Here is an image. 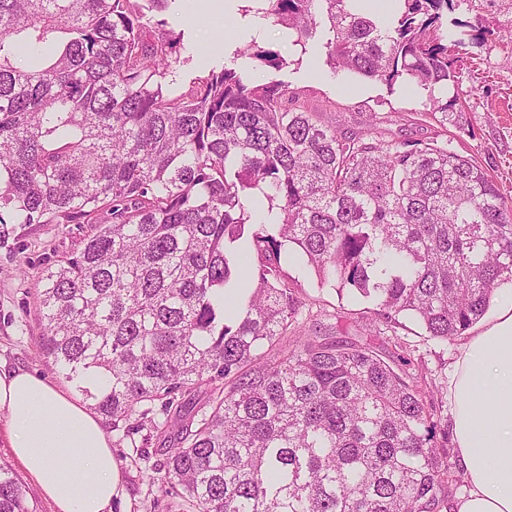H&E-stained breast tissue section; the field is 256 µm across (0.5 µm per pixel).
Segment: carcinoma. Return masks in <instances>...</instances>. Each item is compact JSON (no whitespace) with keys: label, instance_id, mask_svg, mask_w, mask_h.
<instances>
[{"label":"carcinoma","instance_id":"carcinoma-1","mask_svg":"<svg viewBox=\"0 0 512 512\" xmlns=\"http://www.w3.org/2000/svg\"><path fill=\"white\" fill-rule=\"evenodd\" d=\"M169 0H0V242L15 224H90L38 291L42 356L112 429L167 438L184 512H437L462 482L423 391L372 347L309 336L282 257L446 342L512 283V205L448 145L468 97L448 57L454 0H258L326 65L456 94L400 140L321 123L280 81L212 69L184 92ZM246 55L280 70V54ZM207 395L196 409V395ZM160 407L165 420L150 417ZM0 512H28L0 466Z\"/></svg>","mask_w":512,"mask_h":512}]
</instances>
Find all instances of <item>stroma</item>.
I'll list each match as a JSON object with an SVG mask.
<instances>
[{"label": "stroma", "mask_w": 512, "mask_h": 512, "mask_svg": "<svg viewBox=\"0 0 512 512\" xmlns=\"http://www.w3.org/2000/svg\"><path fill=\"white\" fill-rule=\"evenodd\" d=\"M210 0H170L161 16L168 29L183 32L180 49V90H187L206 68L229 66L256 83L281 80L300 91L306 106L320 112L324 122L338 128L364 131L371 115L402 113L392 130L402 138L428 139L435 128L421 121L430 108L426 91L409 82L389 86L350 74H332L325 64L322 34L306 47L293 46L281 30L242 13L210 12ZM456 18L466 24L470 39L455 51L472 93L466 99L462 129H449L448 138L460 154L474 157L493 176L507 200L512 201V0H455ZM277 50L285 59L282 69L259 68L245 57L251 41ZM90 227L86 224H27L17 226L12 238L0 244V367L24 369L51 380L64 390L71 383L40 357L35 340L43 331L37 311V288L43 270L78 253ZM288 278L304 304L301 320L310 331H334L336 340L368 342L382 356H390L395 343H404L411 358L406 373L428 390L427 401L436 416L449 414L446 396L448 374L460 339L430 340L413 319L400 318L395 330L368 336L364 322L354 313L364 302H352L336 289L321 284L305 265L292 261ZM103 430L119 465L124 498L112 512H179V498L162 492L159 467L160 440L147 431L120 437L111 424ZM0 464L12 469L26 491L29 512H54V507L14 458L10 434L0 420Z\"/></svg>", "instance_id": "obj_1"}]
</instances>
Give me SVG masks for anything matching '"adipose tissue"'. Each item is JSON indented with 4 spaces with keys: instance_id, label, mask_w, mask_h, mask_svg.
Here are the masks:
<instances>
[{
    "instance_id": "ef3b65f1",
    "label": "adipose tissue",
    "mask_w": 512,
    "mask_h": 512,
    "mask_svg": "<svg viewBox=\"0 0 512 512\" xmlns=\"http://www.w3.org/2000/svg\"><path fill=\"white\" fill-rule=\"evenodd\" d=\"M456 462L469 489L451 512H512V299L463 343L448 378ZM0 417L17 460L55 512H112L123 493L98 419L67 391L0 370Z\"/></svg>"
}]
</instances>
